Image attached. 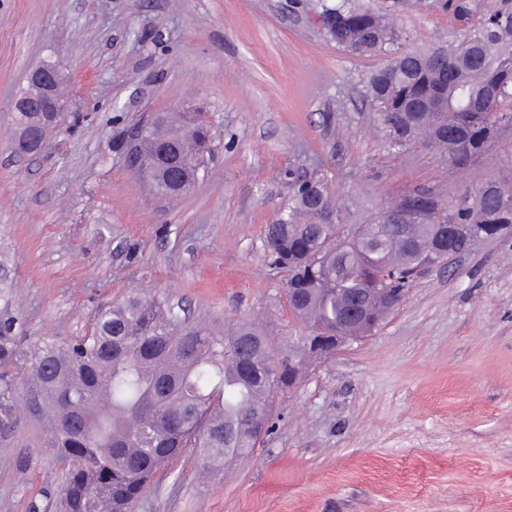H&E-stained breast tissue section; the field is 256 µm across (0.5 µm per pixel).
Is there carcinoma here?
<instances>
[{"instance_id": "carcinoma-1", "label": "carcinoma", "mask_w": 512, "mask_h": 512, "mask_svg": "<svg viewBox=\"0 0 512 512\" xmlns=\"http://www.w3.org/2000/svg\"><path fill=\"white\" fill-rule=\"evenodd\" d=\"M459 22L448 47L403 49L406 30L397 16L361 0H336L323 14L335 17L330 40L354 53L397 46L373 72L367 93L393 148L436 139L457 167L486 149L491 129L512 121V5L492 11L482 0H442ZM209 129L199 112L161 116L140 141L153 159L144 182L158 196L176 190L170 169L195 173ZM318 178L297 180L288 211L267 226L273 265L288 273L290 308L312 332L334 336L357 299L384 319L390 309L374 288L408 287L438 251L445 224H512V172L479 184L460 202L438 207L440 195L416 187L368 224L338 234L326 223ZM416 194L419 215L409 224L390 216ZM344 271L336 281V269ZM269 338L255 323L240 321L215 334L175 316L167 300L143 293L105 308L92 333L74 343L24 348L17 318L0 315V435L19 424L20 383L33 380L32 401L50 419L64 459L63 512H127L150 478L180 451L197 450L212 470L249 454L258 444L261 416L273 398L259 380L269 371Z\"/></svg>"}]
</instances>
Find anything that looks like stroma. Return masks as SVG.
<instances>
[{
    "label": "stroma",
    "instance_id": "35a3bbf8",
    "mask_svg": "<svg viewBox=\"0 0 512 512\" xmlns=\"http://www.w3.org/2000/svg\"><path fill=\"white\" fill-rule=\"evenodd\" d=\"M329 0H0V129L27 72L61 58L71 108L45 150L0 141V312L23 344L90 333L138 293L215 331L269 326L275 361L299 360L250 455L204 472L171 461L131 512H512V237L426 269L374 335L322 358L288 306L265 230L301 177L321 178L343 227L407 190L452 201L505 174L512 130L468 169L438 149L389 146L366 94L387 53L325 34ZM393 6L410 49L447 44L439 0ZM213 137L185 195L162 198L125 163L135 124L186 108ZM0 437V512H59L66 467L28 397Z\"/></svg>",
    "mask_w": 512,
    "mask_h": 512
}]
</instances>
